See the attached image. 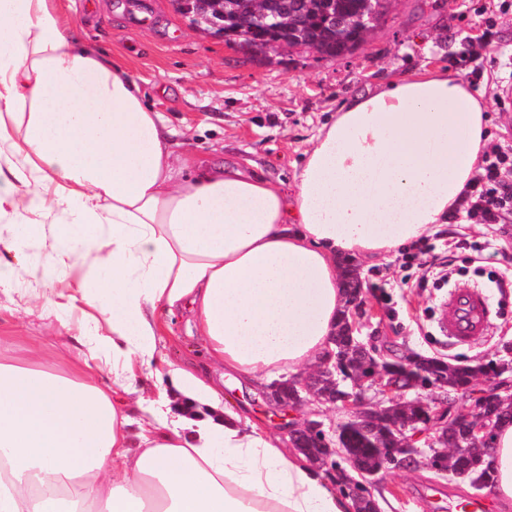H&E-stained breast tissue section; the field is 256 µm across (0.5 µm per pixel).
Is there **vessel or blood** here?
Wrapping results in <instances>:
<instances>
[{
  "label": "vessel or blood",
  "instance_id": "b4317fda",
  "mask_svg": "<svg viewBox=\"0 0 512 512\" xmlns=\"http://www.w3.org/2000/svg\"><path fill=\"white\" fill-rule=\"evenodd\" d=\"M439 328L455 343L467 344L474 338L489 335V299L483 289L457 287L441 306Z\"/></svg>",
  "mask_w": 512,
  "mask_h": 512
}]
</instances>
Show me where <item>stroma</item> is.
Wrapping results in <instances>:
<instances>
[{"label": "stroma", "instance_id": "1", "mask_svg": "<svg viewBox=\"0 0 512 512\" xmlns=\"http://www.w3.org/2000/svg\"><path fill=\"white\" fill-rule=\"evenodd\" d=\"M61 6L90 45L136 78L146 102L174 129L176 154L248 159L287 191L311 137L344 99L425 63L483 92L491 145L512 149V109L499 105L503 80H512V0H392L385 22L358 50L339 57L301 47L252 56L194 29L169 0H61ZM352 264L365 289L361 336L381 354L452 364L505 359L512 345V214L501 224H478L461 213L423 237L414 259L400 248L385 260ZM465 284L489 295L495 330L451 347L438 336L435 318L448 290ZM168 324L164 359L205 367L223 384L225 402L251 421L279 433L292 421L339 420L328 404L272 409L265 391L227 383L223 368L207 362L188 312ZM370 491L387 512H457L472 493L468 481L423 467L380 473Z\"/></svg>", "mask_w": 512, "mask_h": 512}]
</instances>
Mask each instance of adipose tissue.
<instances>
[{"label": "adipose tissue", "instance_id": "obj_1", "mask_svg": "<svg viewBox=\"0 0 512 512\" xmlns=\"http://www.w3.org/2000/svg\"><path fill=\"white\" fill-rule=\"evenodd\" d=\"M486 110L445 68L366 89L318 129L289 193L247 159L175 158L163 115L58 0H0V218L26 228L0 238V295L9 312L50 307L75 351L55 369L40 337L0 336V512H354L209 377L157 370L162 315L189 310L236 380L317 362L346 306L343 262L457 215ZM487 462L512 501V421Z\"/></svg>", "mask_w": 512, "mask_h": 512}]
</instances>
